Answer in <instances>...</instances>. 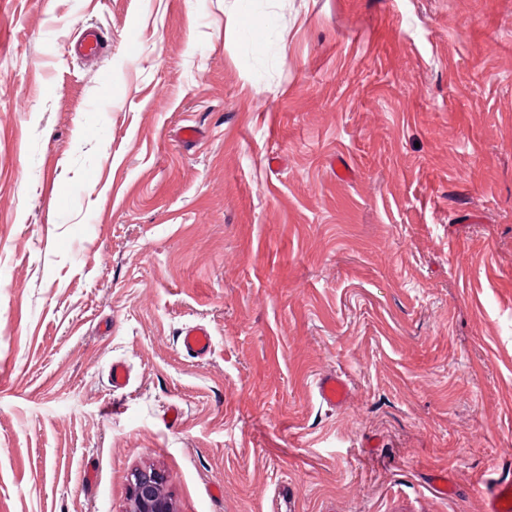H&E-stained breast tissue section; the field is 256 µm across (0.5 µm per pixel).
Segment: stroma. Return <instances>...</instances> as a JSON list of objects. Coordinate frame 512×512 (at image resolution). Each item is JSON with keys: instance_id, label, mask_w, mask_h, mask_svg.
<instances>
[{"instance_id": "1", "label": "stroma", "mask_w": 512, "mask_h": 512, "mask_svg": "<svg viewBox=\"0 0 512 512\" xmlns=\"http://www.w3.org/2000/svg\"><path fill=\"white\" fill-rule=\"evenodd\" d=\"M148 466L175 512L512 477V0H0V512ZM105 47L104 37L101 32L87 29L80 35L74 52L84 59H92L99 56ZM181 344L187 353L197 357L208 354L212 345V337L209 328L204 324H193L182 332ZM316 389L322 403L336 408L345 403L350 387L341 375H329L316 381Z\"/></svg>"}]
</instances>
